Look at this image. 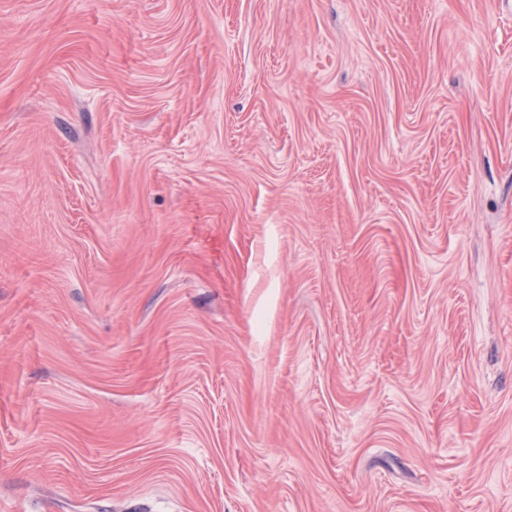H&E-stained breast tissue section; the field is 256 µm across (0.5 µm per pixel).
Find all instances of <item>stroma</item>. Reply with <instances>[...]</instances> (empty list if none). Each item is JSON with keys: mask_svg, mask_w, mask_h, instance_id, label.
Instances as JSON below:
<instances>
[{"mask_svg": "<svg viewBox=\"0 0 512 512\" xmlns=\"http://www.w3.org/2000/svg\"><path fill=\"white\" fill-rule=\"evenodd\" d=\"M0 512H512V0H0Z\"/></svg>", "mask_w": 512, "mask_h": 512, "instance_id": "1", "label": "stroma"}]
</instances>
